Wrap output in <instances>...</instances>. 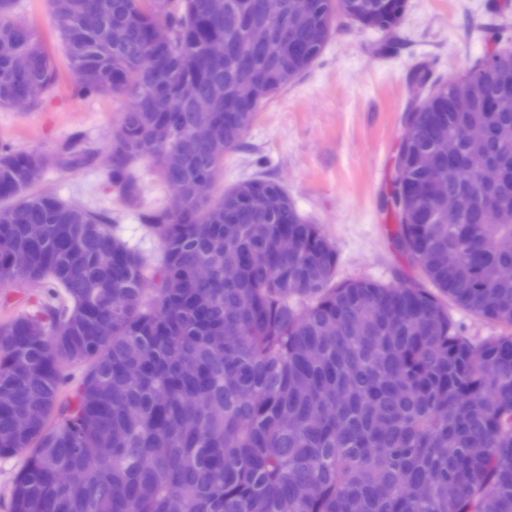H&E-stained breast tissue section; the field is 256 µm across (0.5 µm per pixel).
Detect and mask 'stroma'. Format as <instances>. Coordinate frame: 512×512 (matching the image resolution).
<instances>
[{"label": "stroma", "mask_w": 512, "mask_h": 512, "mask_svg": "<svg viewBox=\"0 0 512 512\" xmlns=\"http://www.w3.org/2000/svg\"><path fill=\"white\" fill-rule=\"evenodd\" d=\"M17 13L54 59L58 84L35 104L0 108V143L52 154L73 134H83L97 149L93 165L47 169L35 191L105 214L122 240L159 255L162 245L145 233L139 211L169 206L171 190L149 163L137 167L139 204L116 201L106 180L108 138L127 101L73 94L48 0H20ZM491 46L512 49V0H406L386 38L339 18L313 66L260 109L226 156L212 196L245 180L277 182L335 245L337 280L399 283L411 269L390 242L395 219L381 200L392 188L403 115L413 100L410 72L423 67L439 83L462 73Z\"/></svg>", "instance_id": "obj_1"}]
</instances>
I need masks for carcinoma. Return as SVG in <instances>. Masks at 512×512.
Masks as SVG:
<instances>
[{
	"mask_svg": "<svg viewBox=\"0 0 512 512\" xmlns=\"http://www.w3.org/2000/svg\"><path fill=\"white\" fill-rule=\"evenodd\" d=\"M18 2L0 0L1 108L58 81ZM259 2L49 0L73 92L129 101L108 183L132 203L136 165L162 156L156 172L184 204L141 210L162 242L154 259L84 205L30 192L48 167L91 161L81 136L59 155L0 144V283L43 289L39 310L0 325V456L26 454L10 512H512V278L500 275L512 267V50L408 113L394 241L422 279L338 282L335 246L279 184L208 200L192 187L218 179L339 17L388 31L406 0H312L303 22L292 0L276 19ZM213 39L222 60L207 54ZM14 52L29 71L13 70ZM186 81L212 111L170 109ZM203 124L210 141L193 136ZM437 182L461 223H442ZM257 192L263 213L249 205ZM450 304L502 332L472 343Z\"/></svg>",
	"mask_w": 512,
	"mask_h": 512,
	"instance_id": "cac0c4a2",
	"label": "carcinoma"
}]
</instances>
